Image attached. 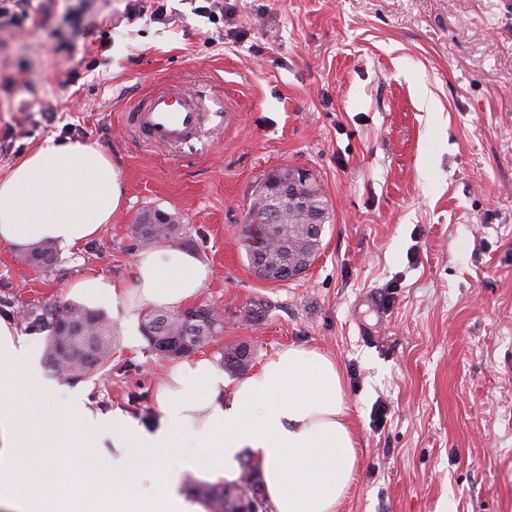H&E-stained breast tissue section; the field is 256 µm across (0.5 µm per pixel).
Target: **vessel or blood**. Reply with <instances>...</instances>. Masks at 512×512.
<instances>
[{
	"label": "vessel or blood",
	"mask_w": 512,
	"mask_h": 512,
	"mask_svg": "<svg viewBox=\"0 0 512 512\" xmlns=\"http://www.w3.org/2000/svg\"><path fill=\"white\" fill-rule=\"evenodd\" d=\"M127 120L144 144L181 147L194 139L204 124H223L224 115L210 111L197 94L162 84L130 108Z\"/></svg>",
	"instance_id": "obj_1"
}]
</instances>
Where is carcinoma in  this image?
<instances>
[{
    "label": "carcinoma",
    "mask_w": 512,
    "mask_h": 512,
    "mask_svg": "<svg viewBox=\"0 0 512 512\" xmlns=\"http://www.w3.org/2000/svg\"><path fill=\"white\" fill-rule=\"evenodd\" d=\"M279 186H273L270 195L258 196L247 216L245 238L250 232L269 229L266 244L261 250L266 265L279 268L287 263L305 264L310 256L318 254L321 233H313L302 225L313 218L324 224L329 209L323 188L313 180L303 200L291 202L278 196ZM178 231L176 219L159 209H146L131 225V238L136 245L148 247L159 240L173 237ZM57 261L56 247L42 242L32 248L28 262L51 270ZM202 320L189 323L175 312L151 310L145 315L143 331L152 348L160 350V343L173 341L182 349L181 355L190 354L207 345L224 328L222 315L214 308L204 306ZM29 327L41 331L52 328L46 350V360L69 381H81L105 366L112 355L114 330L110 321L99 311L83 305L67 304L62 307H44L30 313ZM253 358L249 346L238 344L224 349V366L232 373L245 371ZM260 487L257 469L250 462L242 463L237 482L222 488L192 486L206 501L209 512H241L242 506L254 498Z\"/></svg>",
    "instance_id": "cac0c4a2"
}]
</instances>
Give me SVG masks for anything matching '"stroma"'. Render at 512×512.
Here are the masks:
<instances>
[{
	"label": "stroma",
	"instance_id": "obj_1",
	"mask_svg": "<svg viewBox=\"0 0 512 512\" xmlns=\"http://www.w3.org/2000/svg\"><path fill=\"white\" fill-rule=\"evenodd\" d=\"M128 3L55 0L49 24L0 44V173L49 138L93 144L125 196L53 270L0 246L18 333L31 309L78 303L85 276L123 287L136 216L177 215L174 245L211 269L197 301L224 314L205 354L336 359L358 457L339 512H512V0H224L218 23L195 0H168L162 21ZM92 17L113 25L98 49L75 35ZM166 82L220 106L223 130L142 145L125 114ZM281 167L317 177L331 218L310 268L270 284L243 228ZM144 313L111 316L112 360L82 386L99 412L145 423L170 361Z\"/></svg>",
	"mask_w": 512,
	"mask_h": 512
}]
</instances>
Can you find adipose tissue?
<instances>
[{
  "instance_id": "1",
  "label": "adipose tissue",
  "mask_w": 512,
  "mask_h": 512,
  "mask_svg": "<svg viewBox=\"0 0 512 512\" xmlns=\"http://www.w3.org/2000/svg\"><path fill=\"white\" fill-rule=\"evenodd\" d=\"M122 203L119 173L99 148L46 140L0 176V244L81 247ZM209 275L194 254L164 244L138 253L126 287L86 276L73 290L177 310ZM40 350L0 319V501L12 512H206L186 476L235 483L246 453L270 512H337L351 485L357 451L342 375L317 349L285 347L236 379L205 354L176 362L149 425L92 412L81 389L43 377Z\"/></svg>"
}]
</instances>
